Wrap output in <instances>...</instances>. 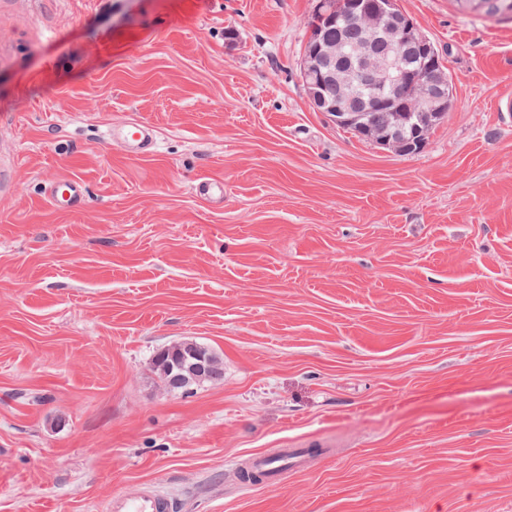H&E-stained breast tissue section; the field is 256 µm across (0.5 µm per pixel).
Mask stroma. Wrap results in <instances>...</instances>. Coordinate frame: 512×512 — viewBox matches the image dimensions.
Wrapping results in <instances>:
<instances>
[{
    "label": "stroma",
    "mask_w": 512,
    "mask_h": 512,
    "mask_svg": "<svg viewBox=\"0 0 512 512\" xmlns=\"http://www.w3.org/2000/svg\"><path fill=\"white\" fill-rule=\"evenodd\" d=\"M397 3L453 77L410 155L312 106L317 0H0V512H512V19ZM184 338L223 381L162 388ZM106 140L128 154H148L155 147L153 128L137 121L109 125ZM47 196L55 208L68 210L80 202L84 196V186L74 178L59 179L50 184ZM169 496L148 487L137 495L117 494L106 502V512H173Z\"/></svg>",
    "instance_id": "stroma-1"
}]
</instances>
